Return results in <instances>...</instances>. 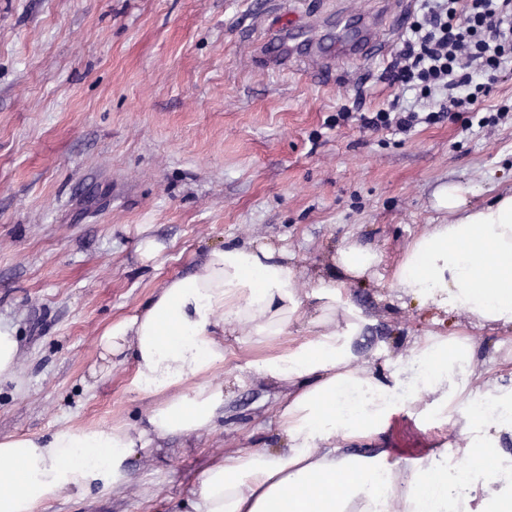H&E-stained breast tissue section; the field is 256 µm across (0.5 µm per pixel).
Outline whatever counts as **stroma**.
I'll list each match as a JSON object with an SVG mask.
<instances>
[{
  "mask_svg": "<svg viewBox=\"0 0 512 512\" xmlns=\"http://www.w3.org/2000/svg\"><path fill=\"white\" fill-rule=\"evenodd\" d=\"M415 10L414 0H0V320L21 338L17 380L0 387V435L141 424L158 396L131 393L130 364L93 374L97 341L227 243L284 249L303 299L335 249L373 247L378 266L338 299V317L366 320L360 362L465 330L477 373L512 384L511 326L389 300L407 246L448 221L433 207L440 186L472 188L480 205L512 192V117L408 135L336 121L397 94L389 57L365 68L344 54L337 18L381 16L380 37L398 43ZM251 334L224 339L216 426L137 449L121 493L41 512H176L224 453L278 447L284 391L254 363L313 329L301 319L272 343ZM456 443V428L406 407L354 451L385 448L410 466Z\"/></svg>",
  "mask_w": 512,
  "mask_h": 512,
  "instance_id": "obj_1",
  "label": "stroma"
}]
</instances>
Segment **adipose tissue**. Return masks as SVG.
Instances as JSON below:
<instances>
[{"instance_id": "ef3b65f1", "label": "adipose tissue", "mask_w": 512, "mask_h": 512, "mask_svg": "<svg viewBox=\"0 0 512 512\" xmlns=\"http://www.w3.org/2000/svg\"><path fill=\"white\" fill-rule=\"evenodd\" d=\"M451 182L435 194L445 224L431 225L407 248L393 285L439 308L466 310L480 324H512V193L476 206ZM283 250L227 244L210 250L198 274L157 288L136 314L112 322L98 339L109 365L131 363L132 389L160 396L141 428L124 423L67 427L47 435L0 437V512H40L58 497L97 486L121 491L129 457L149 435L211 428L224 408L213 372L224 364V334L250 327L262 340L307 318L316 335L256 362L259 375L285 388L278 409L282 444L225 454L183 501L184 512H512V386L473 369L470 336L434 333L384 367L359 364L353 343L365 319L336 326L342 277L361 278L379 252L351 243L331 257L304 305ZM417 405L447 423L462 409L457 461L435 453L415 468L350 452V443L384 431L397 404Z\"/></svg>"}]
</instances>
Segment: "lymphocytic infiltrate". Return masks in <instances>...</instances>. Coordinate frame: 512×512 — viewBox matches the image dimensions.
<instances>
[{"label": "lymphocytic infiltrate", "instance_id": "lymphocytic-infiltrate-1", "mask_svg": "<svg viewBox=\"0 0 512 512\" xmlns=\"http://www.w3.org/2000/svg\"><path fill=\"white\" fill-rule=\"evenodd\" d=\"M419 15L388 68L401 92L416 99L443 96L445 109L419 114L404 108L360 115L362 128L401 134L449 118L462 131L496 124L482 96L495 73L512 61V0H418Z\"/></svg>", "mask_w": 512, "mask_h": 512}]
</instances>
